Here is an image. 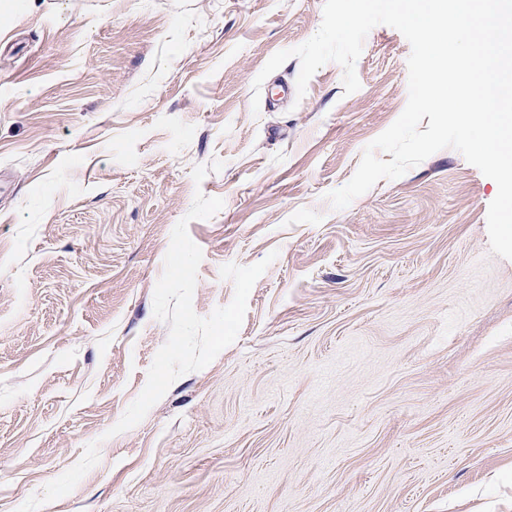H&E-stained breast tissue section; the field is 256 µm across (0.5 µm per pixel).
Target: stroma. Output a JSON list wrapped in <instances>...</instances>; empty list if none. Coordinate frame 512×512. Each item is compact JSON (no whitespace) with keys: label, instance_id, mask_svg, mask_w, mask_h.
Here are the masks:
<instances>
[{"label":"stroma","instance_id":"1","mask_svg":"<svg viewBox=\"0 0 512 512\" xmlns=\"http://www.w3.org/2000/svg\"><path fill=\"white\" fill-rule=\"evenodd\" d=\"M324 0H0V512L99 442L39 512H512V260L497 189L440 150L342 210L328 192L408 100L411 46L368 33L360 89L323 65L303 97L277 51ZM222 161L194 183L199 165ZM223 265L277 259L236 341L133 428L169 327L153 294L175 224Z\"/></svg>","mask_w":512,"mask_h":512}]
</instances>
